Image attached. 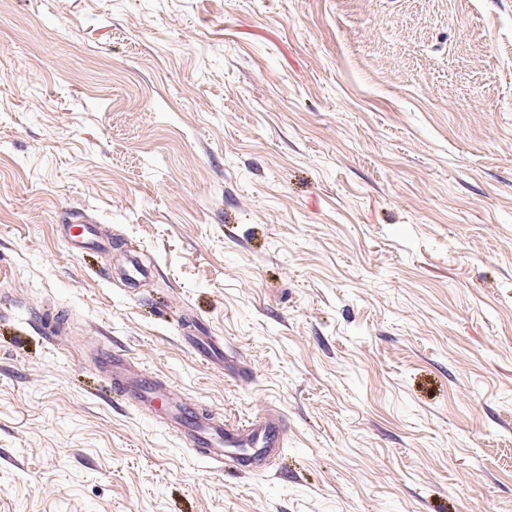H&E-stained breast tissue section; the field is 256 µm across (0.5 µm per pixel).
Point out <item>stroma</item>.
<instances>
[{"instance_id":"35a3bbf8","label":"stroma","mask_w":512,"mask_h":512,"mask_svg":"<svg viewBox=\"0 0 512 512\" xmlns=\"http://www.w3.org/2000/svg\"><path fill=\"white\" fill-rule=\"evenodd\" d=\"M99 344L277 408L279 473L117 402ZM0 512H512V0H0ZM64 239L69 250L80 254L88 249L107 251L111 242L100 238L92 224H64ZM182 335L183 340L193 348L199 357L211 363H224V350L216 347L209 336L195 334L190 325L182 327Z\"/></svg>"}]
</instances>
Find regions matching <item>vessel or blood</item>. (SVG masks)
<instances>
[{
  "mask_svg": "<svg viewBox=\"0 0 512 512\" xmlns=\"http://www.w3.org/2000/svg\"><path fill=\"white\" fill-rule=\"evenodd\" d=\"M64 239L72 253L88 249L108 250L110 243L100 238L90 224H68ZM184 341L202 359L220 364L223 349L211 339L183 327ZM97 361L110 377L117 393L139 411L151 414L163 427L172 430L184 447L192 448L219 469L240 472L261 471L286 445L288 424L278 411L266 409L243 422H232L203 411L195 402H170L165 385L130 363L109 347H102Z\"/></svg>",
  "mask_w": 512,
  "mask_h": 512,
  "instance_id": "b4317fda",
  "label": "vessel or blood"
}]
</instances>
